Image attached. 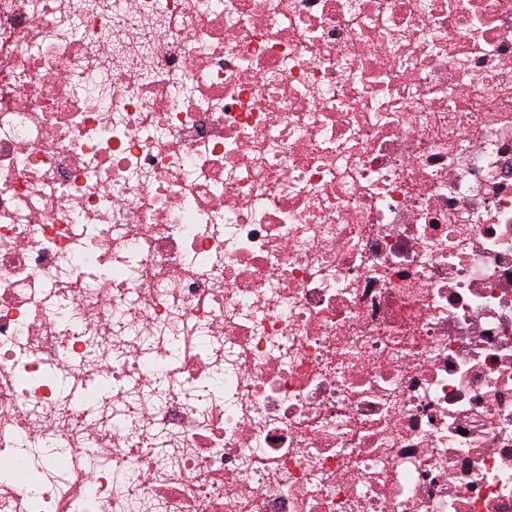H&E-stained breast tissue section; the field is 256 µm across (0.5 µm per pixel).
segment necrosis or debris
I'll return each instance as SVG.
<instances>
[{"mask_svg": "<svg viewBox=\"0 0 512 512\" xmlns=\"http://www.w3.org/2000/svg\"><path fill=\"white\" fill-rule=\"evenodd\" d=\"M0 458V512H512V0H0Z\"/></svg>", "mask_w": 512, "mask_h": 512, "instance_id": "1", "label": "necrosis or debris"}]
</instances>
